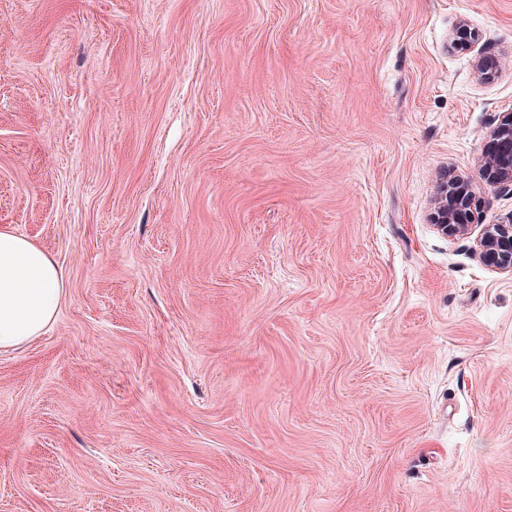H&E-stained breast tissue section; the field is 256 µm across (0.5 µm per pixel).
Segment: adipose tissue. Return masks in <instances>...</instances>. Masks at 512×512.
<instances>
[{"instance_id": "obj_1", "label": "adipose tissue", "mask_w": 512, "mask_h": 512, "mask_svg": "<svg viewBox=\"0 0 512 512\" xmlns=\"http://www.w3.org/2000/svg\"><path fill=\"white\" fill-rule=\"evenodd\" d=\"M65 288L64 271L48 252L0 230V350L43 335L56 319Z\"/></svg>"}]
</instances>
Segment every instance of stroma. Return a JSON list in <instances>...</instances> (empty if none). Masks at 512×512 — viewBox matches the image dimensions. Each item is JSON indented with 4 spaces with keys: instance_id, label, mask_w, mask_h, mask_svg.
<instances>
[{
    "instance_id": "stroma-1",
    "label": "stroma",
    "mask_w": 512,
    "mask_h": 512,
    "mask_svg": "<svg viewBox=\"0 0 512 512\" xmlns=\"http://www.w3.org/2000/svg\"><path fill=\"white\" fill-rule=\"evenodd\" d=\"M511 109L512 0H0V228L67 279L0 512H512ZM493 148L479 160L480 179L486 183L512 190V111L499 115L490 133ZM443 195L448 197V207H443L441 196L435 216L437 230L448 237H469L474 210L477 211L480 205L474 183L460 177H449L443 186ZM463 211L460 221L458 213ZM474 250L488 266L512 274V218L508 224L485 225Z\"/></svg>"
}]
</instances>
